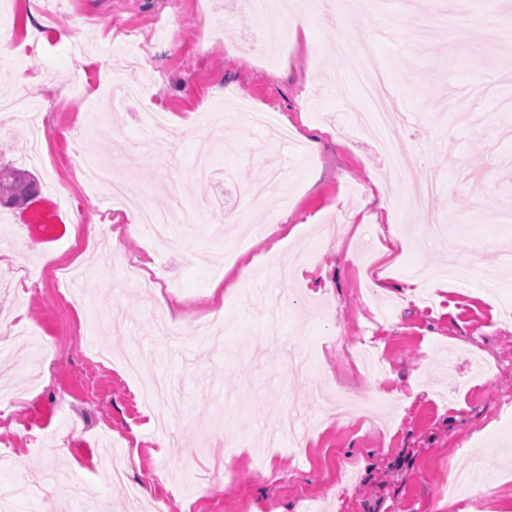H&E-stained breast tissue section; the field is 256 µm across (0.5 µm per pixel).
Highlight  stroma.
<instances>
[{"mask_svg": "<svg viewBox=\"0 0 512 512\" xmlns=\"http://www.w3.org/2000/svg\"><path fill=\"white\" fill-rule=\"evenodd\" d=\"M297 2L299 35L271 50L242 0H58L48 21L27 0H0L12 36L0 96L30 105L0 115V161L34 172L81 228L108 203L83 187L79 154L121 155L141 203L167 207L172 183L193 215L173 227L186 252L139 224L118 264L81 234L45 257L0 206V250H21L20 267L0 268L11 318L0 389L14 398L0 418V512H158L177 497L189 512H512V222L501 217L512 205V47L493 40L512 0H421L422 20L440 12L447 25L430 42L397 25L403 7L387 0L361 13ZM159 17L183 24L151 40L134 72L150 101L194 113L193 126L176 145L152 137L130 97L118 141L85 138L107 108L98 62L111 56L110 25L145 33ZM343 33L370 49L354 68L392 73L394 133L438 182L427 201L386 176L359 81L337 82L331 46ZM45 83L68 90L40 92ZM246 103L284 117L295 139H266ZM241 222L255 232L240 236ZM276 222L299 232L274 254ZM392 224L408 243L381 292L364 273L380 267ZM258 255L209 352L195 328L215 309L210 288ZM467 261L494 282L438 288ZM20 269L33 288H18ZM337 332L343 344L328 343ZM131 356L180 389L183 410L166 426L149 424ZM345 399L352 411L328 418ZM101 438L124 481L104 469Z\"/></svg>", "mask_w": 512, "mask_h": 512, "instance_id": "1", "label": "stroma"}]
</instances>
